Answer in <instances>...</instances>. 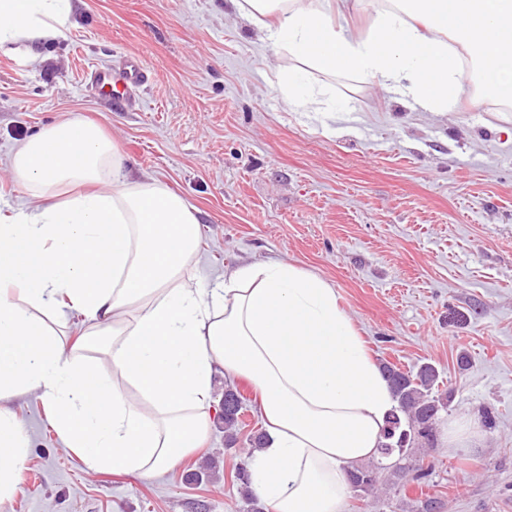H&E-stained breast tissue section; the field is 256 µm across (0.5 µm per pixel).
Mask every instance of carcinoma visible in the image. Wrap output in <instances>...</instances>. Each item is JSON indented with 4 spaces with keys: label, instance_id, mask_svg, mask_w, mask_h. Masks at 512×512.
Wrapping results in <instances>:
<instances>
[{
    "label": "carcinoma",
    "instance_id": "cac0c4a2",
    "mask_svg": "<svg viewBox=\"0 0 512 512\" xmlns=\"http://www.w3.org/2000/svg\"><path fill=\"white\" fill-rule=\"evenodd\" d=\"M396 402L391 416L393 425L386 427L383 447L388 455L404 454L408 449L433 439V426L439 412L448 409V395L436 393L437 370L430 364L416 372H405L390 363L382 366ZM350 489L368 493L378 484L375 467L357 468L349 475Z\"/></svg>",
    "mask_w": 512,
    "mask_h": 512
}]
</instances>
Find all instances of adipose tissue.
I'll use <instances>...</instances> for the list:
<instances>
[{
  "mask_svg": "<svg viewBox=\"0 0 512 512\" xmlns=\"http://www.w3.org/2000/svg\"><path fill=\"white\" fill-rule=\"evenodd\" d=\"M76 2L0 0V54L28 58L67 39ZM228 2L292 59L278 75L289 104L309 71L355 76L426 112L454 111L463 76L492 73L488 92L512 104V0H382L360 35L335 23L336 0ZM11 168L38 205L0 213V398L40 389L91 470L153 474L205 440L221 368L260 394L268 442L254 454L253 493L270 512H346L348 474L379 458L393 398L334 288L285 260L193 287L192 207L132 178L95 124L48 127ZM63 307L90 322L113 376L65 354L48 323ZM27 449L0 409V501Z\"/></svg>",
  "mask_w": 512,
  "mask_h": 512,
  "instance_id": "1",
  "label": "adipose tissue"
}]
</instances>
